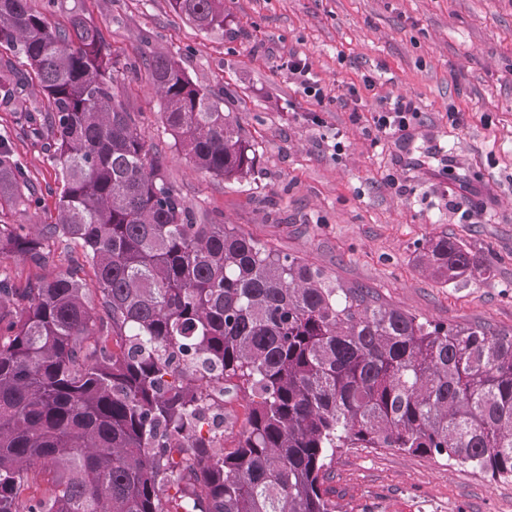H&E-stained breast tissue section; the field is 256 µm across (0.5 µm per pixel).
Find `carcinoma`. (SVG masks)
I'll use <instances>...</instances> for the list:
<instances>
[{
  "mask_svg": "<svg viewBox=\"0 0 512 512\" xmlns=\"http://www.w3.org/2000/svg\"><path fill=\"white\" fill-rule=\"evenodd\" d=\"M201 30L224 0H170ZM0 93L26 79L46 111L27 136L57 168L51 224H1L0 260L81 247L84 263L19 286L0 276V512H338L341 448H394L512 479V329L421 320L198 218L121 100L125 67L81 12L50 21L0 0ZM174 144L241 181L256 150L224 98L166 54L140 57ZM36 201L0 135V208ZM416 262L444 284L490 273L440 235ZM93 269L90 281L84 265ZM214 382L247 425L215 448Z\"/></svg>",
  "mask_w": 512,
  "mask_h": 512,
  "instance_id": "1",
  "label": "carcinoma"
}]
</instances>
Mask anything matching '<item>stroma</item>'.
<instances>
[{
    "mask_svg": "<svg viewBox=\"0 0 512 512\" xmlns=\"http://www.w3.org/2000/svg\"><path fill=\"white\" fill-rule=\"evenodd\" d=\"M75 11L127 61L123 102L199 217L223 216L417 317L512 328V0H224V27L208 32L169 0H55L49 18ZM144 50L223 93L256 149L254 174L227 181L180 153L134 66ZM294 54L311 63L321 97L289 77ZM397 96L419 117L408 136L377 140L373 113ZM19 122L0 101V132L38 201L22 215L0 210V222L47 224L54 165ZM442 234L465 241L489 278L447 285L422 272L417 249ZM49 250L48 263L5 259L0 273L20 285L53 275L68 253L60 242ZM327 487L341 512H512L511 480L392 448L338 450Z\"/></svg>",
    "mask_w": 512,
    "mask_h": 512,
    "instance_id": "35a3bbf8",
    "label": "stroma"
}]
</instances>
